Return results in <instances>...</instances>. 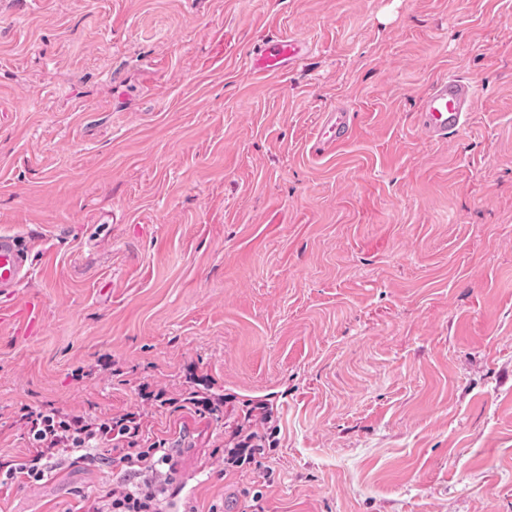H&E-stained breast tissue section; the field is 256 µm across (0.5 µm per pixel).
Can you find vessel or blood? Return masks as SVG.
Wrapping results in <instances>:
<instances>
[{"mask_svg":"<svg viewBox=\"0 0 512 512\" xmlns=\"http://www.w3.org/2000/svg\"><path fill=\"white\" fill-rule=\"evenodd\" d=\"M311 52L310 42L299 35L272 36L263 41L249 61L253 77L277 76L293 69ZM480 102L477 86L459 78L436 80L424 94L417 123L427 139L442 140L457 133ZM350 112L339 108L323 115L315 142L317 152L330 154L353 135ZM31 272L28 253L18 237L0 235V291L18 287Z\"/></svg>","mask_w":512,"mask_h":512,"instance_id":"1","label":"vessel or blood"}]
</instances>
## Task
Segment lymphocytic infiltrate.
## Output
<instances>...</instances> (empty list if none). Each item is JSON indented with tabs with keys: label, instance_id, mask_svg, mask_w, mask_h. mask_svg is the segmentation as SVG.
<instances>
[{
	"label": "lymphocytic infiltrate",
	"instance_id": "f902f5d3",
	"mask_svg": "<svg viewBox=\"0 0 512 512\" xmlns=\"http://www.w3.org/2000/svg\"><path fill=\"white\" fill-rule=\"evenodd\" d=\"M19 420L27 434L30 452L23 458L0 463V484L17 477L42 481L66 457L93 466L108 452L127 471L112 490L92 500L87 512H161L160 502L177 472L175 451L165 440L141 439L137 414L93 416L56 408L22 406ZM233 444L224 451V465L234 469L253 463L265 453V439L252 429L251 420L238 424Z\"/></svg>",
	"mask_w": 512,
	"mask_h": 512
}]
</instances>
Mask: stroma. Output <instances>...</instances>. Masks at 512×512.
Listing matches in <instances>:
<instances>
[{
    "label": "stroma",
    "mask_w": 512,
    "mask_h": 512,
    "mask_svg": "<svg viewBox=\"0 0 512 512\" xmlns=\"http://www.w3.org/2000/svg\"><path fill=\"white\" fill-rule=\"evenodd\" d=\"M271 35L313 53L253 79ZM448 75L480 104L430 141ZM1 234L33 266L0 292L1 460L21 406L133 412L197 512H512V0H0ZM258 402L272 448L225 471ZM120 475L67 460L0 512ZM479 102V91L473 82L459 78L438 79L423 96L417 123L427 139H446L464 126ZM353 119L350 112L336 108L323 115L315 142L316 151L331 154L347 143L353 135ZM145 396L154 402H156L158 407H164L169 406L173 407L174 409H185V408H202L203 410L214 413L219 410V404L214 403L210 398L201 396L198 392L194 391L189 393L188 396L182 398V399H175V398H165L166 393L162 390H159L157 392L150 391L145 392Z\"/></svg>",
    "instance_id": "1"
}]
</instances>
